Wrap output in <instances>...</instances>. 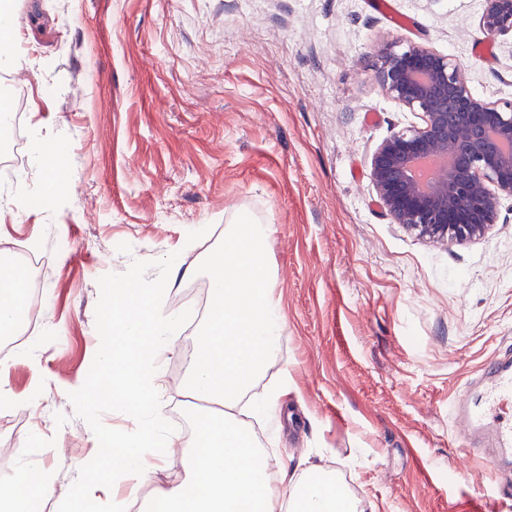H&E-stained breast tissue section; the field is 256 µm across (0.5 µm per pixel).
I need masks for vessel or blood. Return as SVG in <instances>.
I'll return each instance as SVG.
<instances>
[{
    "label": "vessel or blood",
    "instance_id": "vessel-or-blood-1",
    "mask_svg": "<svg viewBox=\"0 0 512 512\" xmlns=\"http://www.w3.org/2000/svg\"><path fill=\"white\" fill-rule=\"evenodd\" d=\"M473 385L481 391L480 402L472 403L468 393H461L450 408V419L467 449L501 478L512 473V415L505 410L512 402V351L500 353Z\"/></svg>",
    "mask_w": 512,
    "mask_h": 512
}]
</instances>
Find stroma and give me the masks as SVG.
Here are the masks:
<instances>
[{"mask_svg":"<svg viewBox=\"0 0 512 512\" xmlns=\"http://www.w3.org/2000/svg\"><path fill=\"white\" fill-rule=\"evenodd\" d=\"M392 6L414 32L367 0H10L20 54L0 91L19 97L29 138L67 152L63 193L29 161L0 190L29 200L0 208V247L49 258L47 325L0 357V482L52 469L36 512L72 499L93 422L137 425L73 399L113 331L105 289L156 275L207 224L185 256L201 262L240 210L272 227L285 330L256 388L288 382L279 460L336 469L377 512H512L448 415L512 349V199L484 238L433 244L391 223L369 169L379 143L421 123L376 83L374 46H428L477 96L510 100L512 40L488 37L483 0ZM485 40L489 64L473 54Z\"/></svg>","mask_w":512,"mask_h":512,"instance_id":"1","label":"stroma"}]
</instances>
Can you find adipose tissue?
Here are the masks:
<instances>
[{"mask_svg":"<svg viewBox=\"0 0 512 512\" xmlns=\"http://www.w3.org/2000/svg\"><path fill=\"white\" fill-rule=\"evenodd\" d=\"M271 233V225L237 215L224 227L223 247L206 259L208 309L200 319L182 389L209 409L179 483L151 484L164 445L160 421L153 415L154 394L184 318L182 309L170 304L165 285L193 280L198 270L170 254L159 277L147 279L135 271L123 287L109 290L115 331L111 347L97 358L98 377L117 392L113 409L138 413L141 427L110 438V459L96 454L86 461L76 483V501L93 504L95 512H129L148 486L150 512H367L363 500L337 491L335 470L309 461L297 474L273 469L274 450L258 447L251 430L236 417L246 398L270 432L280 427L282 386L255 398L249 395L275 357L285 328L271 292ZM283 483L288 492L280 491Z\"/></svg>","mask_w":512,"mask_h":512,"instance_id":"obj_1","label":"adipose tissue"}]
</instances>
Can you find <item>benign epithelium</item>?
<instances>
[{
	"label": "benign epithelium",
	"instance_id": "1",
	"mask_svg": "<svg viewBox=\"0 0 512 512\" xmlns=\"http://www.w3.org/2000/svg\"><path fill=\"white\" fill-rule=\"evenodd\" d=\"M480 22L512 38V0H484ZM375 78L422 123L384 139L370 160L377 201L395 224L436 243L486 234L512 198V101L475 96L457 63L424 45L375 49Z\"/></svg>",
	"mask_w": 512,
	"mask_h": 512
}]
</instances>
